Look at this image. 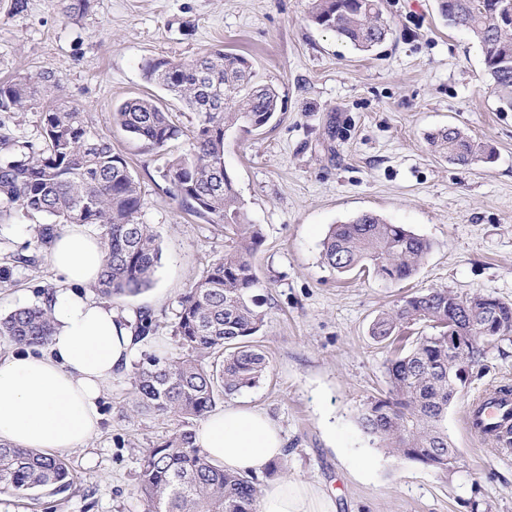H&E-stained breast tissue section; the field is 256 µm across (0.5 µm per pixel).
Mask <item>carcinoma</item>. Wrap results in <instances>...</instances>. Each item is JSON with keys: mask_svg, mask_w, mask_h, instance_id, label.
Listing matches in <instances>:
<instances>
[{"mask_svg": "<svg viewBox=\"0 0 512 512\" xmlns=\"http://www.w3.org/2000/svg\"><path fill=\"white\" fill-rule=\"evenodd\" d=\"M495 2L503 0H437V9L449 27L478 41L492 93L502 109L511 110L512 27L496 23ZM310 14L315 25L360 51L392 35L380 0H311ZM142 70L147 83L194 112L196 124L183 130L153 95L123 101L113 120L154 149L187 137L188 149L168 161L163 177L190 210L224 225L229 244L180 298L173 333L182 356L146 354L136 367L133 405L182 419L168 439L145 451L137 493L145 512H258L257 479L210 460L195 445L191 424L218 400L259 385L269 369L265 351L252 341L264 326L261 302L254 295V256L263 235L249 221L227 172L224 144L232 132L250 134L270 125L278 114L279 94L253 82L247 57L224 48L188 63L148 59ZM59 88L60 79L50 70L0 81V114L10 119ZM41 122L43 141L37 147L0 138V210L55 217L57 224L41 227V250L50 247L58 224L96 225L105 261L94 290L105 300L140 293L152 283L160 248L150 226L138 218L141 187L126 160L113 152L107 137L92 130L89 113L78 106L59 98L43 109ZM427 141L432 152L460 165L492 157V151L458 128H440ZM431 249L429 240L367 211L330 229L322 259L340 275L367 272L392 283L411 278ZM485 319L512 334V303L432 288L374 318L369 333L381 344L394 343L412 326L424 327L409 350L388 360L386 393L358 412V423L376 447L442 475L458 467V449L448 434V406L466 387L484 348L477 341L448 357V322L465 327ZM52 329L51 308L44 304L18 308L0 319V336L23 346L47 343ZM73 483L64 457L0 444L1 490L36 497L45 491L63 493Z\"/></svg>", "mask_w": 512, "mask_h": 512, "instance_id": "cac0c4a2", "label": "carcinoma"}]
</instances>
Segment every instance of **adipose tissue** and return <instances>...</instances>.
I'll list each match as a JSON object with an SVG mask.
<instances>
[{"mask_svg":"<svg viewBox=\"0 0 512 512\" xmlns=\"http://www.w3.org/2000/svg\"><path fill=\"white\" fill-rule=\"evenodd\" d=\"M60 281L50 299L55 319L48 344L0 357V442L26 448H75L93 437L104 418L101 401L113 376L138 349L135 314L87 296L105 253L86 225L67 224L49 254ZM195 443L231 472L258 475L285 454L279 425L250 406L207 413ZM259 512H336L323 489L276 480L262 489Z\"/></svg>","mask_w":512,"mask_h":512,"instance_id":"ef3b65f1","label":"adipose tissue"}]
</instances>
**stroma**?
<instances>
[{
    "mask_svg": "<svg viewBox=\"0 0 512 512\" xmlns=\"http://www.w3.org/2000/svg\"><path fill=\"white\" fill-rule=\"evenodd\" d=\"M0 0V80L48 69L61 97L90 113L141 186L138 217L157 236L152 285L112 301L151 314L144 348L182 350L171 333L179 300L224 254V227L189 212L162 172L185 139L160 150L113 124L125 99L149 92L152 57L189 62L224 47L244 54L259 82L279 93V114L263 131L231 134L224 163L264 242L255 255L265 325L256 338L271 370L258 386L224 398L257 407L281 427L286 453L271 479L333 493L337 512H512V454L465 424L483 388L512 387V340L487 344L468 387L448 409L458 469L442 476L372 445L357 423L368 398L387 390L393 350L368 334L382 310L412 293L445 288L512 302V111L498 109L471 35L448 27L436 0H382L393 34L360 51L308 17V0ZM460 128L490 149L487 163L457 165L434 155L427 133ZM372 211L428 239L416 275L384 282L342 278L321 260L330 227ZM44 214H0V317L41 302L58 276L37 250ZM132 370L104 390L100 432L63 452L71 489L38 499L0 493V512H145L136 492L146 449L167 439L178 417L132 404ZM371 468H361L362 460Z\"/></svg>",
    "mask_w": 512,
    "mask_h": 512,
    "instance_id": "obj_1",
    "label": "stroma"
}]
</instances>
